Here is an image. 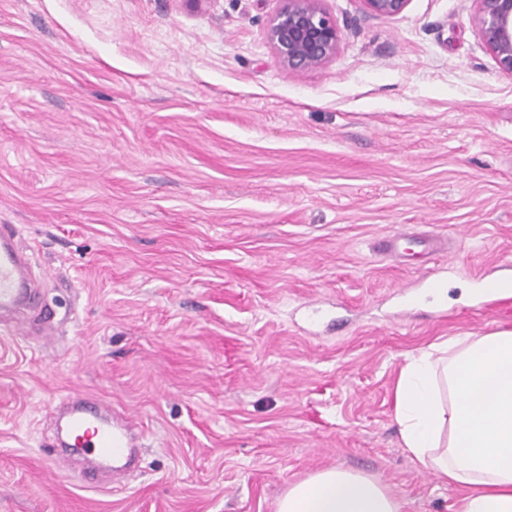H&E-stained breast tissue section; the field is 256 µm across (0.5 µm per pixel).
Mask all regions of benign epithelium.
<instances>
[{
  "instance_id": "7a95c632",
  "label": "benign epithelium",
  "mask_w": 512,
  "mask_h": 512,
  "mask_svg": "<svg viewBox=\"0 0 512 512\" xmlns=\"http://www.w3.org/2000/svg\"><path fill=\"white\" fill-rule=\"evenodd\" d=\"M326 0H280L265 37L280 65L288 72H308L325 66L341 41L336 19ZM367 12L393 17L410 0H362ZM477 28L499 68L512 74V0H473Z\"/></svg>"
}]
</instances>
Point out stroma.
<instances>
[{
    "label": "stroma",
    "instance_id": "35a3bbf8",
    "mask_svg": "<svg viewBox=\"0 0 512 512\" xmlns=\"http://www.w3.org/2000/svg\"><path fill=\"white\" fill-rule=\"evenodd\" d=\"M325 5L335 57L289 74L279 0H0V226L39 296L0 317V512H276L332 466L451 512L394 388L512 328L479 295L512 264V75L473 0ZM67 393L134 417V471L48 462ZM367 12L376 16L393 17L401 14L410 0H362Z\"/></svg>",
    "mask_w": 512,
    "mask_h": 512
}]
</instances>
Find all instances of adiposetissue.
<instances>
[{"label":"adipose tissue","mask_w":512,"mask_h":512,"mask_svg":"<svg viewBox=\"0 0 512 512\" xmlns=\"http://www.w3.org/2000/svg\"><path fill=\"white\" fill-rule=\"evenodd\" d=\"M403 446L443 483L454 512H512V329L452 336L412 355L394 390ZM277 512H403L376 479L342 467L293 484Z\"/></svg>","instance_id":"ef3b65f1"}]
</instances>
